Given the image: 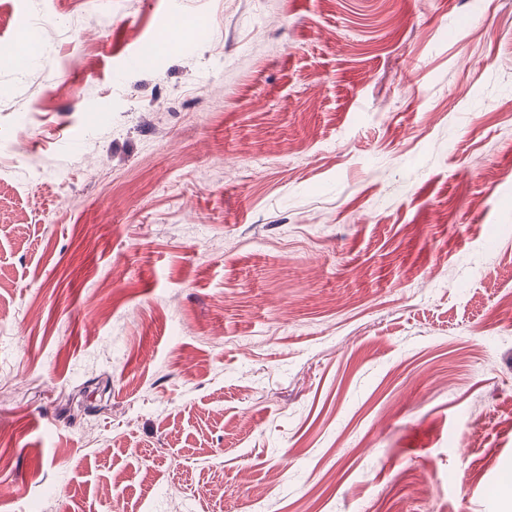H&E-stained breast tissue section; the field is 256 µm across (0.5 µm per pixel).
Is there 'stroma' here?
<instances>
[{
  "mask_svg": "<svg viewBox=\"0 0 512 512\" xmlns=\"http://www.w3.org/2000/svg\"><path fill=\"white\" fill-rule=\"evenodd\" d=\"M178 8L0 11V512H512V0Z\"/></svg>",
  "mask_w": 512,
  "mask_h": 512,
  "instance_id": "obj_1",
  "label": "stroma"
}]
</instances>
